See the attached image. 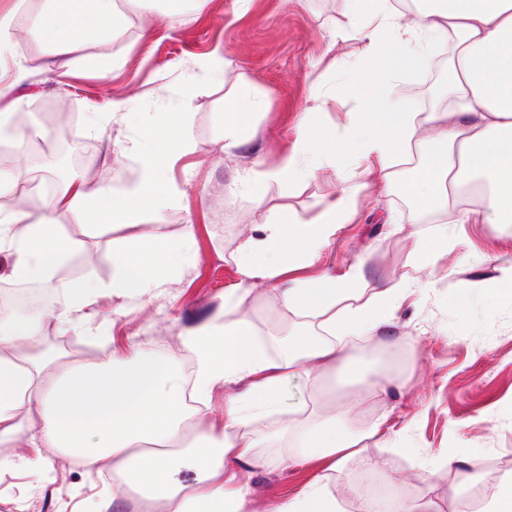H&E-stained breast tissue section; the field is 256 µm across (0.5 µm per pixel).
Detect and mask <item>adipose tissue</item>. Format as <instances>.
Instances as JSON below:
<instances>
[{
    "label": "adipose tissue",
    "instance_id": "adipose-tissue-1",
    "mask_svg": "<svg viewBox=\"0 0 512 512\" xmlns=\"http://www.w3.org/2000/svg\"><path fill=\"white\" fill-rule=\"evenodd\" d=\"M353 12L351 24L362 40L365 68L350 81L349 90L380 75L381 86L369 95L371 108L399 112L389 93L396 72L391 55L419 65L428 59V41L448 34L458 39V53L443 105L428 112L399 113L387 128L373 130L360 119L347 129L346 149L376 155L391 166L399 146L427 142L428 164L414 185L430 214L448 211L450 196L470 193L478 198L485 224L512 223V0H418V12L405 19L393 0H366ZM119 17L114 0H49L37 22L39 36L54 50L59 70L69 71L79 45L112 37ZM224 101V139L236 135L251 113L264 103L247 78ZM187 109L152 117L154 144L132 145L137 176L123 189L104 183L86 190L80 179L63 185L41 212L22 207L0 213V248L12 256L10 276L18 282L38 280L60 291L61 308L50 310L56 320L89 321L92 287L85 281H61L57 268L79 249V240L60 234L55 222L59 205L76 219L94 214L104 219L152 212L173 199L164 181L172 157L193 148ZM328 162L336 157L330 137L300 123L294 153L275 170L251 171V178L294 182L311 174L310 156ZM356 198L355 188L320 202L315 217L293 215L262 224L260 233L239 246L245 280L260 279L274 287L280 305L319 313L321 336L289 354L270 355L258 342L243 304L242 289L224 304V319H213L190 331L184 346L194 362L193 393L209 400L224 385V428L219 437L192 428L180 375L168 361L144 346L130 356L72 361L45 360L44 322L16 319L0 323V446L38 437L42 447L76 457L91 470L113 469L123 482L113 493L134 488L144 499L161 502L164 512H252L251 487L245 466L258 464L259 440L251 429L255 413L276 412L282 391L292 379L307 381L335 374L345 366L356 334L378 335L393 320L395 308L409 293L404 283L375 286L368 300L353 303L360 270L342 277L323 274L314 279L291 277L293 268L311 262L346 222ZM162 237L128 255L113 248L112 294L120 302L152 294L170 281V271L157 264L167 251ZM347 404L331 401L321 409L304 438L307 453L325 461L330 470L343 469L358 455L366 439H381V424L355 430L347 427ZM192 465V483L175 475Z\"/></svg>",
    "mask_w": 512,
    "mask_h": 512
}]
</instances>
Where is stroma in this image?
<instances>
[{"label": "stroma", "instance_id": "35a3bbf8", "mask_svg": "<svg viewBox=\"0 0 512 512\" xmlns=\"http://www.w3.org/2000/svg\"><path fill=\"white\" fill-rule=\"evenodd\" d=\"M120 25L111 40L87 44L77 56H95V68H75L60 75L49 47L37 36L0 48V113L9 126L0 131V147L13 151L0 174L22 185L28 208H43L47 197L39 183L53 175L58 146L68 145L66 174L80 175L90 188L111 182L122 188L136 172L129 148L147 142L145 117L180 108L186 84L195 92L189 109L196 146L177 154L165 179L176 189L161 214L142 213L134 221L146 235L193 238L183 252V272L157 295L130 300L115 313L110 259L125 229L89 228L58 208L55 221L82 246L59 269L69 280L94 285V324L89 335L79 322H48L43 344L78 358L124 357L132 344L183 366L188 357L187 331L224 308V300L241 282L237 249L258 224L281 214L317 211L322 200L361 184L346 224L313 262L295 271L311 279L325 273L344 275L361 269L363 288L385 280L410 285L411 295L395 312L392 326L358 342L352 354L358 365L395 376L398 384L381 392L349 374L335 385L345 402L357 408L355 427L384 422L385 440L370 442L366 456L385 462L401 476L402 502L414 512H474L479 495L492 494L512 475V268L511 224H452L449 246L436 236L437 224L406 208L398 170L383 172L375 158L337 149L335 163L316 164L297 182L241 180L245 170L275 169L295 150L301 117L342 139L350 114H362L375 127L391 122L388 114L365 107V100L338 93L323 111H315V92L342 87L363 62L353 37L349 0H208L179 20L162 16L157 0H125ZM152 18L153 32L142 37L141 25ZM454 39L444 40L431 66L402 71L390 85L401 110L416 112L437 105L427 91L443 82L441 63L452 61ZM219 54L222 76L201 70L199 61ZM247 77L263 96L264 111L255 113L239 144L224 148V97L239 77ZM109 86L111 97L100 94ZM116 112L124 121H113ZM27 132L23 150H15V133ZM261 206H254V197ZM261 334L312 336L318 321L280 306L271 284L260 283L245 303ZM320 388L291 380L279 412L255 423L263 440L260 454L269 466L251 468L253 506L273 512L321 480L342 512H358L349 483H362L366 467L350 462L346 471L328 470L324 461L296 459L299 441L323 405ZM284 426L268 436L269 422ZM8 455L25 459L22 469L0 470V512H162L161 505L113 497L109 473L87 471L79 461L51 448L34 449L21 441ZM291 456V463L278 459ZM457 465H448V458Z\"/></svg>", "mask_w": 512, "mask_h": 512}]
</instances>
